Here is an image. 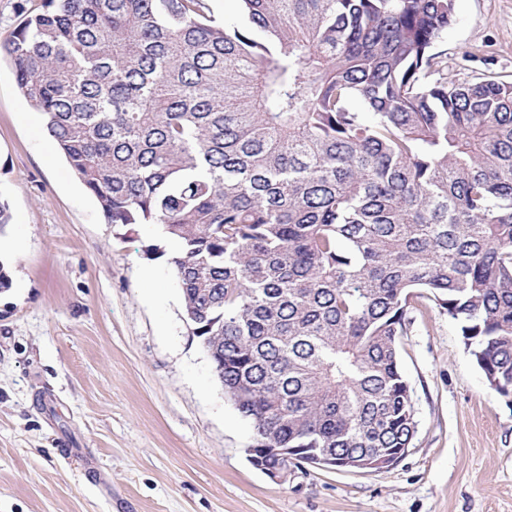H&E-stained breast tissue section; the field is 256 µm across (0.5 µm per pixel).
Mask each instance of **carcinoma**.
<instances>
[{"mask_svg": "<svg viewBox=\"0 0 512 512\" xmlns=\"http://www.w3.org/2000/svg\"><path fill=\"white\" fill-rule=\"evenodd\" d=\"M238 2L43 0L0 49L108 223L174 246L254 445L412 447L418 292L511 400L512 77L448 78L455 0Z\"/></svg>", "mask_w": 512, "mask_h": 512, "instance_id": "1", "label": "carcinoma"}]
</instances>
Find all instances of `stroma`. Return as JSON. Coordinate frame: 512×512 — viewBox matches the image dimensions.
<instances>
[{
  "label": "stroma",
  "mask_w": 512,
  "mask_h": 512,
  "mask_svg": "<svg viewBox=\"0 0 512 512\" xmlns=\"http://www.w3.org/2000/svg\"><path fill=\"white\" fill-rule=\"evenodd\" d=\"M448 76L512 74V0H456ZM0 512H512V405L454 320L410 309L412 448L375 473L254 468L156 226L106 223L0 57Z\"/></svg>",
  "instance_id": "1"
}]
</instances>
